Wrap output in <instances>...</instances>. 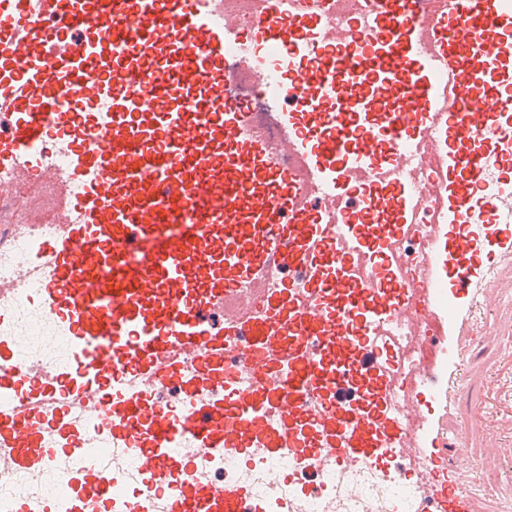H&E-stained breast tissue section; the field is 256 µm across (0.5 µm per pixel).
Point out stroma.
I'll use <instances>...</instances> for the list:
<instances>
[{
  "label": "stroma",
  "mask_w": 512,
  "mask_h": 512,
  "mask_svg": "<svg viewBox=\"0 0 512 512\" xmlns=\"http://www.w3.org/2000/svg\"><path fill=\"white\" fill-rule=\"evenodd\" d=\"M502 284L499 298L488 318L495 333L463 339L467 361V387L460 394L455 412L471 416L474 405L497 423L501 449L493 456H483L484 437L473 428L467 441V455L479 458L487 485L493 486L496 500L512 501V265L500 266ZM496 500L482 501L483 512H491Z\"/></svg>",
  "instance_id": "35a3bbf8"
}]
</instances>
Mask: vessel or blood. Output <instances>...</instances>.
I'll list each match as a JSON object with an SVG mask.
<instances>
[{
  "instance_id": "1",
  "label": "vessel or blood",
  "mask_w": 512,
  "mask_h": 512,
  "mask_svg": "<svg viewBox=\"0 0 512 512\" xmlns=\"http://www.w3.org/2000/svg\"><path fill=\"white\" fill-rule=\"evenodd\" d=\"M351 5L0 0V483L52 481L9 512H334L359 466L481 512L452 410L512 261L511 224L464 221L512 160V0H389L368 40L331 20ZM415 140L449 221L402 288L357 285L336 227L364 158ZM393 214L398 183L353 230L385 247ZM23 305L63 360L23 352ZM382 316L433 324L434 359L404 370ZM260 459L261 494L210 473Z\"/></svg>"
}]
</instances>
